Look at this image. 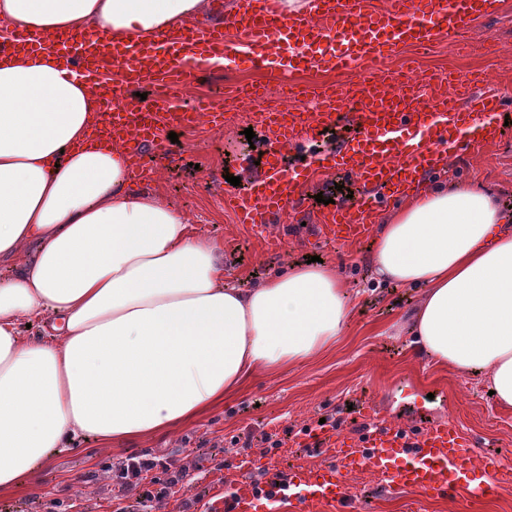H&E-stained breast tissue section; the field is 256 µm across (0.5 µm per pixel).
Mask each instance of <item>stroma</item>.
<instances>
[{"label":"stroma","instance_id":"obj_1","mask_svg":"<svg viewBox=\"0 0 512 512\" xmlns=\"http://www.w3.org/2000/svg\"><path fill=\"white\" fill-rule=\"evenodd\" d=\"M386 68L416 77L427 97L434 95L437 80L451 77L467 92L492 90L512 98V0H501L497 12L473 30L440 39L429 51L398 48ZM260 78L256 71L228 76L216 67L197 83L176 90V102L215 97L230 80L244 84ZM224 111L229 117L224 126L203 123L179 131L170 155L146 179V187L181 208L198 233L223 247L224 278L237 287H252L314 256L335 265L357 294L349 328L336 345L305 364L274 374L253 372L237 393L196 422L109 447L81 440L76 449L55 453L38 478L0 492V512H215L225 494L255 479L254 460L267 458L277 469L330 463L329 452L306 450L304 443L307 429L332 413L341 418L345 432L378 420L407 429L449 420L478 450L499 451L512 467V410L495 402L481 376L435 365L415 352L409 337L397 335V323L417 304L420 290L374 283L369 243L325 241L319 227L325 206L316 196L333 191L343 200L358 195L352 176L335 170L310 178L301 205L270 222L279 245L238 223L225 203L226 177H240L246 185L259 173L258 160L266 148L263 105L229 100ZM248 127L254 139L245 138ZM447 178L494 184L502 202L512 206V124L495 144L450 159ZM267 434L283 442L268 455L263 452ZM246 435L253 438L250 448L235 446V439ZM145 453L161 462L154 477H163L166 464L181 474L163 498L146 503L138 488L121 486L113 477L126 458ZM350 489L349 503L317 504L308 512H512V483L492 498L459 491L437 497L390 488L378 475L365 472L353 475Z\"/></svg>","mask_w":512,"mask_h":512}]
</instances>
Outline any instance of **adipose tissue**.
Wrapping results in <instances>:
<instances>
[{"label": "adipose tissue", "mask_w": 512, "mask_h": 512, "mask_svg": "<svg viewBox=\"0 0 512 512\" xmlns=\"http://www.w3.org/2000/svg\"><path fill=\"white\" fill-rule=\"evenodd\" d=\"M206 0H0L35 36L146 44ZM98 101L54 54L0 65V491L76 438L133 441L203 415L251 373L302 364L343 335L353 298L336 268L296 265L251 288L187 214L132 188L94 140ZM371 274L421 289L415 349L480 374L512 408V208L481 182L408 194L377 225ZM50 322L25 337L22 320Z\"/></svg>", "instance_id": "adipose-tissue-1"}]
</instances>
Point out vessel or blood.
Segmentation results:
<instances>
[{"instance_id":"vessel-or-blood-1","label":"vessel or blood","mask_w":512,"mask_h":512,"mask_svg":"<svg viewBox=\"0 0 512 512\" xmlns=\"http://www.w3.org/2000/svg\"><path fill=\"white\" fill-rule=\"evenodd\" d=\"M241 2L230 30L194 26L158 35L162 53L148 65L141 63L134 43L119 49L106 36L61 33L39 40L19 31L0 39V63L22 52L51 49L67 75L107 88L112 110L99 132L124 144L128 176L139 182L150 174V157H168V133L193 126L194 119L192 113L134 97L138 86L175 90L195 77L200 63L211 61L246 64L273 77L285 64L316 72L329 67L371 72L397 44L425 51L439 39L461 34L487 16L495 0H390L383 11L365 7L362 0H316L329 18L325 25L283 17L274 0ZM109 68L129 76L130 85H108ZM402 82L403 90L393 94L375 80L360 84L353 92L358 108L348 114L338 112L327 91L315 89L309 95L321 101L317 111L266 113L263 173L247 192L227 194L240 222L269 223L301 201L312 174L337 168L366 192L327 211L324 228L340 242L368 240L372 220L387 199L402 195L414 178L444 173L451 155L499 134L503 101L498 95L483 96L467 109L448 97L432 106L414 93L410 77ZM344 119L355 126V137L342 139L336 151L316 150L325 129ZM299 147L305 148L304 157L286 159L285 149ZM307 444L314 450L329 448L332 464L289 470L284 487L266 485L258 491L246 485L226 503L227 512H274L284 500L298 510L312 501L344 503L350 498L347 475L364 470L381 474L389 487L427 495L462 490L486 497L512 483L511 467L497 454L477 453L474 441L449 421L429 423L417 433L384 424L357 437L322 430Z\"/></svg>"}]
</instances>
